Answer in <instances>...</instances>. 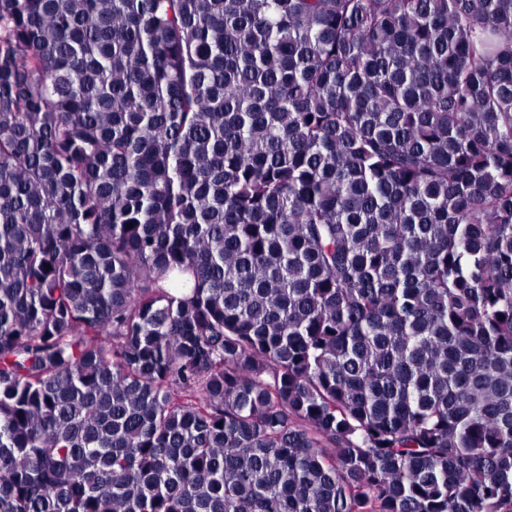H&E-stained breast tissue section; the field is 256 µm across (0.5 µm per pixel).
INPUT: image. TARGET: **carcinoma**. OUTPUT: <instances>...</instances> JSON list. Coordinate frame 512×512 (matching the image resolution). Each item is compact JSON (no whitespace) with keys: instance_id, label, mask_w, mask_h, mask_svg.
Wrapping results in <instances>:
<instances>
[{"instance_id":"1","label":"carcinoma","mask_w":512,"mask_h":512,"mask_svg":"<svg viewBox=\"0 0 512 512\" xmlns=\"http://www.w3.org/2000/svg\"><path fill=\"white\" fill-rule=\"evenodd\" d=\"M0 512H512V0H0Z\"/></svg>"}]
</instances>
